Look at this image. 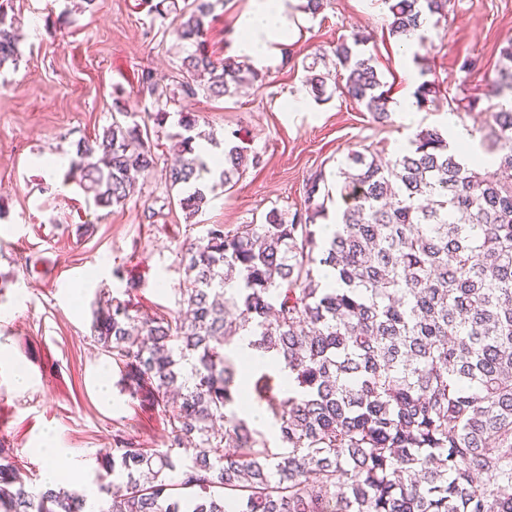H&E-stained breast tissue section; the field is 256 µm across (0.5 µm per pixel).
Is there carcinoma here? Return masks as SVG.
I'll return each mask as SVG.
<instances>
[{"label":"carcinoma","instance_id":"obj_1","mask_svg":"<svg viewBox=\"0 0 512 512\" xmlns=\"http://www.w3.org/2000/svg\"><path fill=\"white\" fill-rule=\"evenodd\" d=\"M152 11L172 18L193 50L172 92L231 97L266 75L210 48L211 19L225 0H183ZM389 34L423 46L426 20L448 25V0H384ZM20 37L0 3V68L18 59ZM333 51L342 80L307 66L315 101L327 87L386 122L391 86L361 46ZM512 94V40L500 51L485 97ZM443 96L436 79L413 92L423 110ZM485 164H467L436 127L417 131L384 161L355 151L336 171L308 178L304 208H273L262 224H214L182 247L188 257L177 315L142 320L129 299L93 311L91 337L122 368L124 389L155 405L170 427L166 450L119 435L97 462L98 512H512V108H486ZM168 135L178 159L166 182L193 218L209 199L220 142L190 112ZM219 179L234 187L248 148L224 147ZM147 128L115 98L112 123L77 144L69 175L94 205H122L131 171L150 172ZM339 194L336 231L321 220ZM329 267L335 284L323 283ZM236 283L229 292L225 286ZM284 362L293 385L267 398L276 447L235 410L236 337ZM84 492L27 488L0 446V512H86Z\"/></svg>","mask_w":512,"mask_h":512}]
</instances>
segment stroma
<instances>
[{
    "label": "stroma",
    "mask_w": 512,
    "mask_h": 512,
    "mask_svg": "<svg viewBox=\"0 0 512 512\" xmlns=\"http://www.w3.org/2000/svg\"><path fill=\"white\" fill-rule=\"evenodd\" d=\"M153 2L96 0L84 10L78 0H12L20 55L0 69V443L37 490L38 447L44 434L55 435L93 505L97 457L115 435L145 448L168 445L163 414L122 391L119 367L92 341L96 299L127 295L142 316L173 315L185 280L180 248L211 225L232 229L263 223L274 208L294 212L314 172L334 171L363 149L393 156L425 127L481 138L485 114L464 106L484 95L501 47L512 40V0H450L448 28L429 30L421 66L389 35L382 0H324L322 12L303 17L289 35L291 59L271 67L265 85L231 98L201 91L166 106L167 132H177L179 112L195 113L200 129L248 147L257 166L230 189L206 176L209 204L189 220L166 183L170 156L161 146L155 169L138 178L125 204L98 208L69 181L67 160L80 140L111 124L115 90L140 114L156 107L140 88L142 71L171 86L181 47L169 22L150 13ZM354 32L369 35L366 48L392 83L393 100L406 96L412 71L442 81L445 98L427 111L393 110L386 123L337 95L315 102L302 84L303 63L331 57L338 39ZM467 56L479 64L460 71ZM298 98L307 111L288 110ZM50 157L61 165L47 168ZM104 369L108 402L98 395ZM18 371L30 379L22 389L13 382Z\"/></svg>",
    "instance_id": "obj_1"
}]
</instances>
